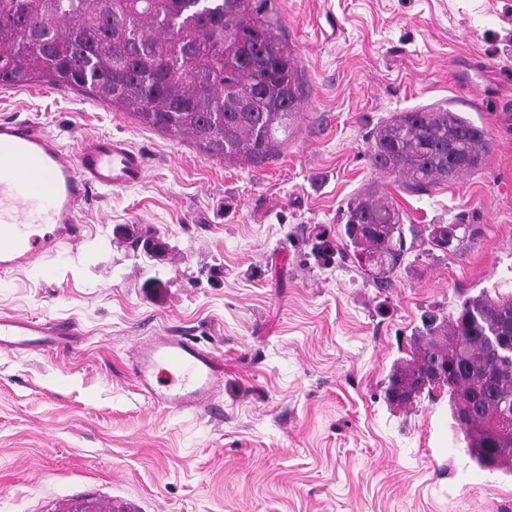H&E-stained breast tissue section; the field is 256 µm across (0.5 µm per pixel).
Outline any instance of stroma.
I'll use <instances>...</instances> for the list:
<instances>
[{
    "mask_svg": "<svg viewBox=\"0 0 512 512\" xmlns=\"http://www.w3.org/2000/svg\"><path fill=\"white\" fill-rule=\"evenodd\" d=\"M307 98L288 145L253 167L201 151L79 91L0 86V118L66 147L125 139L133 187L94 190L87 236L57 266L0 280V313L69 318L75 346L0 350V512H512V475L476 466L448 398L385 397L425 314L512 293V0H276ZM448 104L484 126L471 176L412 192L366 154L392 114ZM407 223L457 225L385 286L335 240L370 186ZM157 331L224 362L213 411L173 414L137 390L133 346Z\"/></svg>",
    "mask_w": 512,
    "mask_h": 512,
    "instance_id": "stroma-1",
    "label": "stroma"
}]
</instances>
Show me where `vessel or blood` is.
I'll use <instances>...</instances> for the list:
<instances>
[{
    "label": "vessel or blood",
    "mask_w": 512,
    "mask_h": 512,
    "mask_svg": "<svg viewBox=\"0 0 512 512\" xmlns=\"http://www.w3.org/2000/svg\"><path fill=\"white\" fill-rule=\"evenodd\" d=\"M143 178V158L125 140L97 136L72 151L37 122L0 119V277L21 270L52 276L55 260L84 239L80 207L92 188H126ZM79 334L66 320L0 314L6 352L71 345ZM132 371L151 405L171 413L208 411L224 389L219 357L167 331L136 344Z\"/></svg>",
    "instance_id": "obj_1"
}]
</instances>
